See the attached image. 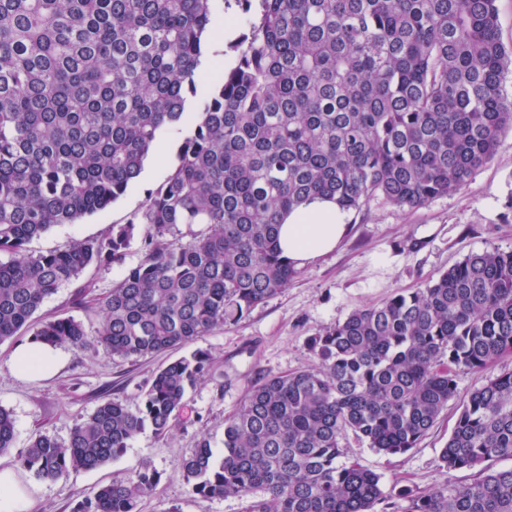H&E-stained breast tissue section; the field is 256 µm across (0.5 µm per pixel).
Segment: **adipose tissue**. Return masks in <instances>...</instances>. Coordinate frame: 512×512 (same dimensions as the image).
Masks as SVG:
<instances>
[{"label":"adipose tissue","mask_w":512,"mask_h":512,"mask_svg":"<svg viewBox=\"0 0 512 512\" xmlns=\"http://www.w3.org/2000/svg\"><path fill=\"white\" fill-rule=\"evenodd\" d=\"M347 211L336 202L314 199L291 211L280 226L279 247L294 265L301 266L333 251L348 230ZM60 362L58 349L30 343L11 356L10 368L21 378L51 374Z\"/></svg>","instance_id":"ef3b65f1"}]
</instances>
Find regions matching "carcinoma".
I'll list each match as a JSON object with an SVG mask.
<instances>
[{
	"label": "carcinoma",
	"mask_w": 512,
	"mask_h": 512,
	"mask_svg": "<svg viewBox=\"0 0 512 512\" xmlns=\"http://www.w3.org/2000/svg\"><path fill=\"white\" fill-rule=\"evenodd\" d=\"M215 0H0V342L103 347L154 357L233 324L297 274L278 247L284 214L315 199L347 211L380 198L414 209L462 189L512 130V44L496 0H259L233 63L198 93ZM176 163L141 215L64 250L28 252L58 224L118 201L161 134ZM139 262L99 303L90 334L35 322L89 266ZM182 225L190 240L165 239ZM316 366L251 384L182 468L194 494L257 496L249 512H512V370L459 396L461 371L512 354V251L486 249L407 292L352 311L310 338ZM213 369L198 350L160 366L131 409L107 400L67 444L36 436L20 458L38 480L94 470L145 430L168 434ZM460 398L440 450L474 471L404 504L342 460L349 433L387 455L415 448ZM15 427L0 408V453ZM160 473L144 463L73 512H136Z\"/></svg>",
	"instance_id": "obj_1"
}]
</instances>
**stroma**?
<instances>
[{
  "instance_id": "1",
  "label": "stroma",
  "mask_w": 512,
  "mask_h": 512,
  "mask_svg": "<svg viewBox=\"0 0 512 512\" xmlns=\"http://www.w3.org/2000/svg\"><path fill=\"white\" fill-rule=\"evenodd\" d=\"M224 26L196 81L207 91L217 71L233 59L229 46L248 33L257 14H243L237 4L217 12ZM179 131L163 133L156 151L162 162L148 160L141 179L106 211L76 224H61L33 239L28 250L37 255L61 250L76 239L95 238L110 225L124 224L141 213L149 190L158 187L172 169ZM512 132L507 133L496 157L479 169L459 192L439 197L413 210H402L374 199L351 212L350 230L332 253L300 267L297 276L277 295L243 318L221 326L192 342V349L208 351L215 359L212 376L189 391L186 405L170 436L144 432L116 460L91 471H73L53 481H35L19 468V457L38 434L67 443L73 427L104 400L115 399L128 407L139 403L142 388L165 356L121 358L102 348L78 350L61 346L62 363L50 377L22 379L9 366L13 351L27 336L0 342V406L14 418L13 448L0 454V468L16 469L23 483L35 484L38 493L33 512H72L75 503L113 478L131 474L150 463L161 481L141 498L139 512H248L250 498H202L186 484L182 461L201 438L214 449L224 442V418L241 401L250 382L312 368L308 340L319 329L344 320L354 309L377 305L400 290H414L472 252L496 248L512 250ZM141 256L139 240H132L124 264L87 268L73 283L46 299L38 320L74 317L88 331L100 326L95 299L118 281L126 267ZM458 400H450L431 429L417 445L402 455L375 452L355 435L341 442L349 460L382 477L384 491L405 488L425 491L447 481L470 482V471L447 472L439 463L441 448L458 416Z\"/></svg>"
}]
</instances>
